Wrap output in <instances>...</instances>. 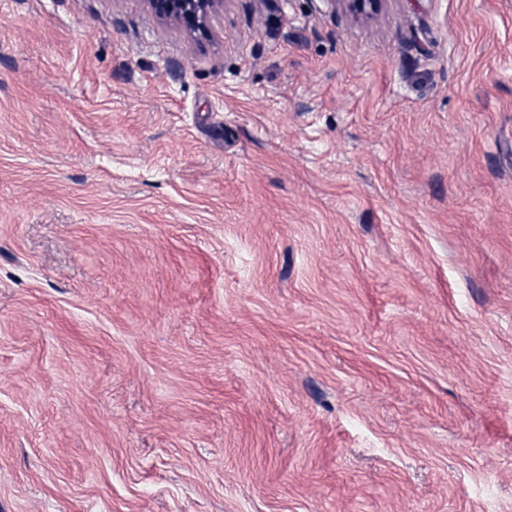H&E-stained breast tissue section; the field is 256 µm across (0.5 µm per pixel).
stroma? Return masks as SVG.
I'll list each match as a JSON object with an SVG mask.
<instances>
[{
	"instance_id": "1",
	"label": "stroma",
	"mask_w": 512,
	"mask_h": 512,
	"mask_svg": "<svg viewBox=\"0 0 512 512\" xmlns=\"http://www.w3.org/2000/svg\"><path fill=\"white\" fill-rule=\"evenodd\" d=\"M0 512H512V0H0ZM152 12L161 20L173 21L190 33L207 29L209 18L223 0H147Z\"/></svg>"
}]
</instances>
